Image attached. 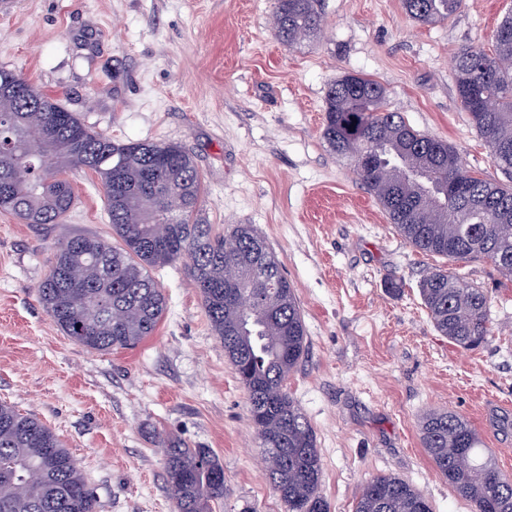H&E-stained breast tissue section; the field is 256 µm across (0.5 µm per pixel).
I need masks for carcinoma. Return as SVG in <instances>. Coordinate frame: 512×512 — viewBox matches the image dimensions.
<instances>
[{
	"label": "carcinoma",
	"instance_id": "1",
	"mask_svg": "<svg viewBox=\"0 0 512 512\" xmlns=\"http://www.w3.org/2000/svg\"><path fill=\"white\" fill-rule=\"evenodd\" d=\"M462 0H402L421 23L450 19ZM275 29L290 45L315 35V0H276ZM456 91L502 172L512 179V17L493 49L466 46L454 56ZM377 81L346 74L326 93L323 139L350 158L358 178L415 249L453 262L486 259L512 278V186L464 168L448 142L414 129L385 108ZM365 156L372 158L361 165ZM93 171L105 188L117 244L76 235L53 248L39 300L61 331L100 352L126 349L152 335L166 299L151 270L187 254L212 331L248 394L253 428L265 448V475L287 512H328L313 426L288 393L307 334L295 289L280 261L250 224L229 235L197 221L205 185L179 145L116 144L15 72L0 67V212L27 224H59L74 196L68 173ZM237 282L254 310L224 297ZM419 293L438 331L464 348L491 334L490 298L460 274L433 269ZM422 444L448 486L472 512H512V478L486 454L475 429L450 411L420 421ZM59 465L32 485L23 472ZM176 512H212L224 499V467L209 448L172 440L164 449ZM0 512H96L77 459L38 418L0 404ZM354 512H433L414 487L393 475L366 482Z\"/></svg>",
	"mask_w": 512,
	"mask_h": 512
}]
</instances>
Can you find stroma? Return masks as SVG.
Here are the masks:
<instances>
[{"label":"stroma","instance_id":"obj_1","mask_svg":"<svg viewBox=\"0 0 512 512\" xmlns=\"http://www.w3.org/2000/svg\"><path fill=\"white\" fill-rule=\"evenodd\" d=\"M275 0H0V65L117 143L183 146L200 171L199 218L253 225L293 283L308 352L288 392L311 422L329 512L390 474L433 512H471L434 469L419 420L466 419L512 476V281L490 262L419 252L390 223L349 160L322 137L326 92L361 74L465 168L504 181L455 89L462 47L491 48L512 0H462L423 24L401 0H318L319 32L275 35ZM63 223L0 213V403L47 424L79 461L97 512H173L163 448L212 449L224 466L213 512H286L265 477L247 393L211 330L188 259L157 267L167 309L131 349L75 343L38 299L55 242L111 238L104 186L69 175ZM484 288L496 329L466 349L439 333L419 295L431 269Z\"/></svg>","mask_w":512,"mask_h":512}]
</instances>
